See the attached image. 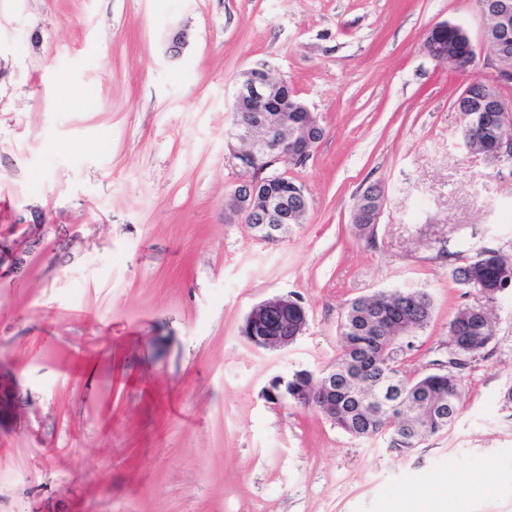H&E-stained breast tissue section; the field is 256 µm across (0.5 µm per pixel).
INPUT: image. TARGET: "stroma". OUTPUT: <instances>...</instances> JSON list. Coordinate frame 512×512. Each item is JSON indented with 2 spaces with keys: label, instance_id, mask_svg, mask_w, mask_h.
<instances>
[{
  "label": "stroma",
  "instance_id": "1",
  "mask_svg": "<svg viewBox=\"0 0 512 512\" xmlns=\"http://www.w3.org/2000/svg\"><path fill=\"white\" fill-rule=\"evenodd\" d=\"M441 22L479 45L475 0H0V512H387L425 486L442 512H512L511 295L455 424L409 455L267 397L333 363L344 307L379 290L430 294L403 365L428 372L481 301L450 269L512 253V173L462 149L452 106L491 60L431 58ZM257 59L324 129L288 170L306 219L275 244L224 221ZM374 183L370 243L352 214ZM289 294L303 334L256 349L247 315Z\"/></svg>",
  "mask_w": 512,
  "mask_h": 512
}]
</instances>
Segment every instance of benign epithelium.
Instances as JSON below:
<instances>
[{
	"label": "benign epithelium",
	"mask_w": 512,
	"mask_h": 512,
	"mask_svg": "<svg viewBox=\"0 0 512 512\" xmlns=\"http://www.w3.org/2000/svg\"><path fill=\"white\" fill-rule=\"evenodd\" d=\"M484 12L491 14L497 22L500 54L494 59L493 74L482 84L477 102L480 111L497 112L502 88L512 84V0H492V6ZM438 29L453 30L454 41L450 44L445 38L429 35L425 45L429 56L445 62L451 50L459 61H474L476 47L464 28L443 22ZM232 97L234 132L229 137L241 144L239 148H231L241 178L233 190V206L226 212L225 222L232 223L237 217L246 223L260 222L266 236L275 239L281 225L288 223V204L279 196L259 194V187L263 184L262 176L271 165L292 156L306 158L312 154L311 140L288 142V113L307 112L309 107L304 103H289L294 93L288 81L274 77L272 67L266 61L253 64L241 74ZM272 112L278 116H270ZM487 159L497 167H507L512 161V138L499 140L494 153L487 155ZM291 303L293 299L288 296L265 301L250 312L245 324L256 326L271 308L286 314ZM248 340L262 349L272 343L278 348L290 344L286 336H250Z\"/></svg>",
	"instance_id": "obj_1"
}]
</instances>
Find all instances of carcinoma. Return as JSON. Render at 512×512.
Returning <instances> with one entry per match:
<instances>
[{
  "label": "carcinoma",
  "mask_w": 512,
  "mask_h": 512,
  "mask_svg": "<svg viewBox=\"0 0 512 512\" xmlns=\"http://www.w3.org/2000/svg\"><path fill=\"white\" fill-rule=\"evenodd\" d=\"M464 132H474L479 150H493L504 133L512 134L498 112L463 114ZM288 137L308 136L317 143L323 131L305 112L288 113ZM383 206L379 193H363L353 214L360 234L373 232ZM454 281L480 293L485 303L457 309L448 323L446 358L431 361L429 372L409 378L402 369L414 338L430 322L431 296L420 289L377 291L353 299L341 316V353L326 368L299 370L286 383L276 381L271 396H286L316 412L334 411L331 422L358 439L381 438L399 456L411 453L424 440L449 429L463 407L464 369L485 358L496 337V320L487 304L502 295L512 280V257L501 249L476 248L475 259L452 270ZM307 325L304 308L288 307V337Z\"/></svg>",
  "instance_id": "cac0c4a2"
}]
</instances>
